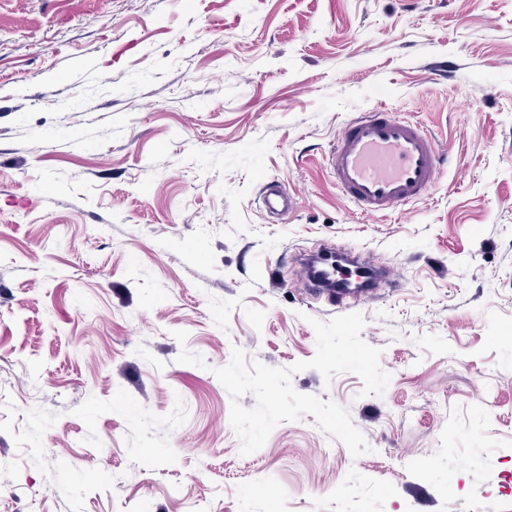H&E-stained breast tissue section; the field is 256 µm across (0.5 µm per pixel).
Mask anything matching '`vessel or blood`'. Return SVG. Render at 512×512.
<instances>
[{"mask_svg":"<svg viewBox=\"0 0 512 512\" xmlns=\"http://www.w3.org/2000/svg\"><path fill=\"white\" fill-rule=\"evenodd\" d=\"M448 156L439 149L432 133L412 115L385 109L364 112L347 121L326 156V166L340 196L365 215L394 212L425 201L446 170ZM261 202L267 215L278 218L292 213L296 199L276 185L266 187ZM360 265L367 273L358 291L345 286L324 287L307 280V292L324 298L337 309L375 298L380 283H393L386 267L369 260Z\"/></svg>","mask_w":512,"mask_h":512,"instance_id":"obj_1","label":"vessel or blood"}]
</instances>
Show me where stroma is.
<instances>
[{"instance_id":"obj_1","label":"stroma","mask_w":512,"mask_h":512,"mask_svg":"<svg viewBox=\"0 0 512 512\" xmlns=\"http://www.w3.org/2000/svg\"><path fill=\"white\" fill-rule=\"evenodd\" d=\"M381 105L450 164L366 216L325 157ZM269 182L298 197L284 219ZM316 244L399 280L356 308L383 393L292 377L370 450L306 415L241 455L213 370L314 357L337 311L277 281ZM143 501L512 512V0H0V512ZM261 202L267 215L279 218L292 213L296 208V199L276 185L267 186L261 195Z\"/></svg>"}]
</instances>
